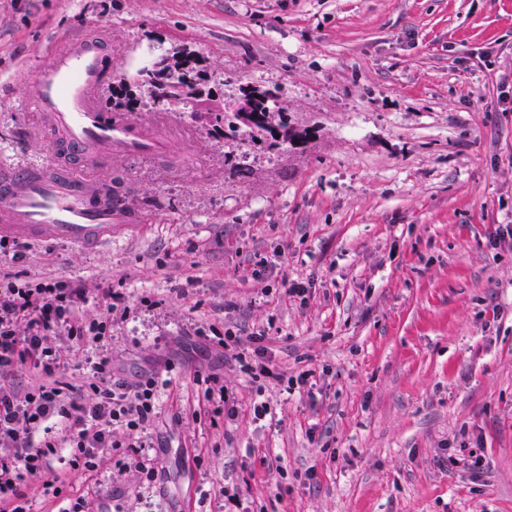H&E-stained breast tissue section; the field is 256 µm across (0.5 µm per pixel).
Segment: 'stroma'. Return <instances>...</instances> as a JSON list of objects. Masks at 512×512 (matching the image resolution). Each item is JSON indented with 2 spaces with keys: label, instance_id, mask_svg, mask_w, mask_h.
<instances>
[{
  "label": "stroma",
  "instance_id": "1",
  "mask_svg": "<svg viewBox=\"0 0 512 512\" xmlns=\"http://www.w3.org/2000/svg\"><path fill=\"white\" fill-rule=\"evenodd\" d=\"M89 33L129 76L153 47L199 55L218 96L270 91L272 123L295 133L218 139L209 119L143 107L135 120L191 149L104 171L132 186L140 228L0 257L23 280L122 294L115 373L172 380L157 512H224L225 485L249 512H512V237L495 235L512 225V0H0V165L46 161L22 78ZM257 257L272 264L260 278ZM209 326L261 348L270 377L195 335ZM306 369L319 393H287ZM199 375L223 380L235 417L199 408ZM263 399L273 417L254 420ZM115 438L91 472L49 456L28 480L34 512L78 497L142 512Z\"/></svg>",
  "mask_w": 512,
  "mask_h": 512
}]
</instances>
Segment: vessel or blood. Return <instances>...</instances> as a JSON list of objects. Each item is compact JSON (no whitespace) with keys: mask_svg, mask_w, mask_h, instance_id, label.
Here are the masks:
<instances>
[{"mask_svg":"<svg viewBox=\"0 0 512 512\" xmlns=\"http://www.w3.org/2000/svg\"><path fill=\"white\" fill-rule=\"evenodd\" d=\"M111 52L99 38L75 39L26 78L25 98L53 136L52 161L0 167V239L101 248L138 225V214L113 200L99 171L126 158L163 157L173 144L160 129L101 109Z\"/></svg>","mask_w":512,"mask_h":512,"instance_id":"obj_1","label":"vessel or blood"}]
</instances>
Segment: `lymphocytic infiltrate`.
I'll use <instances>...</instances> for the list:
<instances>
[{"mask_svg": "<svg viewBox=\"0 0 512 512\" xmlns=\"http://www.w3.org/2000/svg\"><path fill=\"white\" fill-rule=\"evenodd\" d=\"M115 293L83 282L0 277V375L33 367L35 382L25 393L0 391V504L30 512L24 488L42 471L50 454L70 449L73 466L91 471L114 448L113 427L133 433L128 465L138 478L154 482L158 471L145 450L144 435L159 410V391L169 379L115 377L106 337ZM95 302L100 314L84 310ZM91 343L100 353L89 363L82 386L63 380L61 338Z\"/></svg>", "mask_w": 512, "mask_h": 512, "instance_id": "lymphocytic-infiltrate-1", "label": "lymphocytic infiltrate"}]
</instances>
